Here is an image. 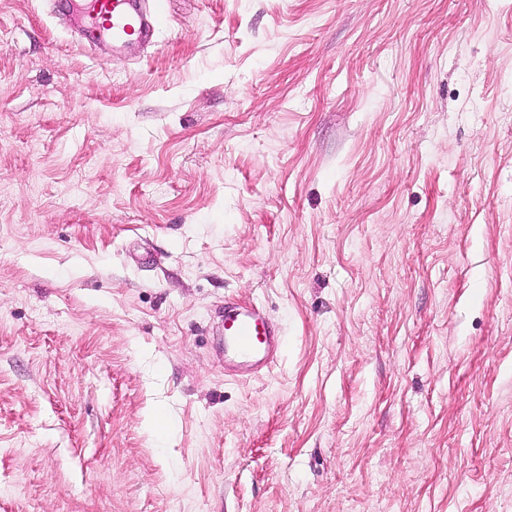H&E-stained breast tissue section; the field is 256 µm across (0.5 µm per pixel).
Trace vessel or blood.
<instances>
[{
    "instance_id": "1",
    "label": "vessel or blood",
    "mask_w": 512,
    "mask_h": 512,
    "mask_svg": "<svg viewBox=\"0 0 512 512\" xmlns=\"http://www.w3.org/2000/svg\"><path fill=\"white\" fill-rule=\"evenodd\" d=\"M59 9L88 37L116 49L152 42L161 24L159 13L147 10L145 0H61ZM220 321L225 345L243 366L274 362L281 330L261 306L225 300Z\"/></svg>"
}]
</instances>
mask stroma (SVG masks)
<instances>
[{
  "label": "stroma",
  "instance_id": "35a3bbf8",
  "mask_svg": "<svg viewBox=\"0 0 512 512\" xmlns=\"http://www.w3.org/2000/svg\"><path fill=\"white\" fill-rule=\"evenodd\" d=\"M148 2L0 0V512H512V0ZM88 37L120 49L133 43H150L161 24L159 12L145 7V0H67L57 2ZM219 317L224 343L243 366L274 362L281 330L260 305L243 306L234 299H225L224 314Z\"/></svg>",
  "mask_w": 512,
  "mask_h": 512
}]
</instances>
